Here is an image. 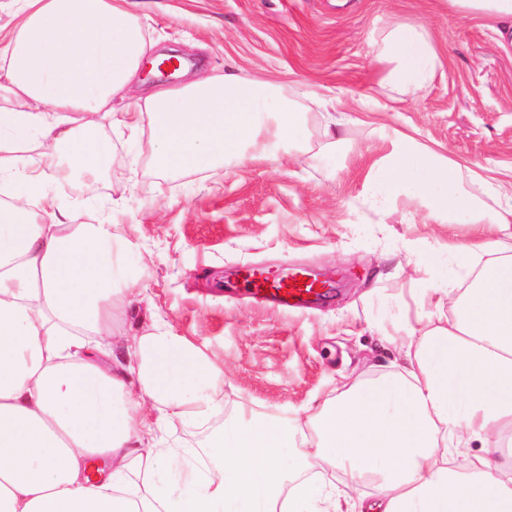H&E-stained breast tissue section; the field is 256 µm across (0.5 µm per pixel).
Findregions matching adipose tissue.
<instances>
[{
    "label": "adipose tissue",
    "mask_w": 512,
    "mask_h": 512,
    "mask_svg": "<svg viewBox=\"0 0 512 512\" xmlns=\"http://www.w3.org/2000/svg\"><path fill=\"white\" fill-rule=\"evenodd\" d=\"M488 27L512 19V0H448ZM152 49L122 0H23L0 77L16 101L0 113V512H512V256L417 292L437 320L416 333L400 316V362L329 394L290 419L248 407L208 441V463L162 437L172 420L195 425L224 404V371L162 315L117 353L115 316L130 302V247L109 218L80 221L63 189L97 179L109 154L88 138L112 99L134 84ZM376 60L400 95L427 92L445 67L430 30L391 24ZM148 127L162 172L220 162L278 163L275 142L304 136L279 84L225 70L155 85L131 114ZM38 134L36 154L24 148ZM463 164L397 134L366 176L374 211L412 202L440 224L512 231V191L480 180L508 204L480 212L457 183ZM53 179L57 195L44 190ZM37 201L41 221L18 213ZM479 444L467 469L457 459ZM341 472L344 487L311 478Z\"/></svg>",
    "instance_id": "obj_1"
}]
</instances>
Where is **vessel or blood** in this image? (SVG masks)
Segmentation results:
<instances>
[{
	"label": "vessel or blood",
	"mask_w": 512,
	"mask_h": 512,
	"mask_svg": "<svg viewBox=\"0 0 512 512\" xmlns=\"http://www.w3.org/2000/svg\"><path fill=\"white\" fill-rule=\"evenodd\" d=\"M245 282L255 298L290 308L308 306L326 294L325 289L319 288L317 277L303 269H294L288 275L277 277L254 269L247 273Z\"/></svg>",
	"instance_id": "b4317fda"
}]
</instances>
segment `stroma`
Wrapping results in <instances>:
<instances>
[{"instance_id": "stroma-1", "label": "stroma", "mask_w": 512, "mask_h": 512, "mask_svg": "<svg viewBox=\"0 0 512 512\" xmlns=\"http://www.w3.org/2000/svg\"><path fill=\"white\" fill-rule=\"evenodd\" d=\"M156 51L173 48L205 74L234 66L282 84L304 126L303 144L278 165L234 160L209 171L163 173L149 128L101 122L111 174L67 191L90 222L109 213L134 249L138 294L116 329L127 336L161 311L177 335L224 367V411L169 434L206 453L239 403L288 414L317 406L336 385L376 375L398 357L377 322L401 296L448 277V249L494 246V224H438L416 205L374 214L355 208L371 161L395 132L476 170H512V51L446 0H131ZM427 26L448 62L431 90L395 101L374 51L387 26ZM321 87L342 124L325 131L304 85ZM275 275L306 266L336 293L310 313L241 300V271Z\"/></svg>"}]
</instances>
